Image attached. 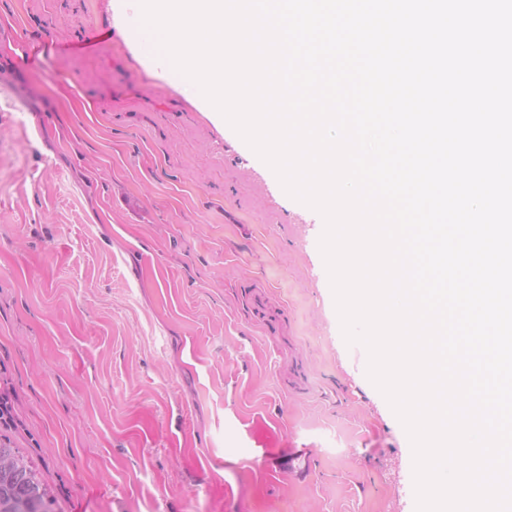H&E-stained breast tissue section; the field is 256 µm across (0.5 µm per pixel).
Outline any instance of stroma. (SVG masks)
I'll use <instances>...</instances> for the list:
<instances>
[{
  "instance_id": "stroma-1",
  "label": "stroma",
  "mask_w": 512,
  "mask_h": 512,
  "mask_svg": "<svg viewBox=\"0 0 512 512\" xmlns=\"http://www.w3.org/2000/svg\"><path fill=\"white\" fill-rule=\"evenodd\" d=\"M121 0H0V361L54 512H416L340 336L324 220L151 62ZM95 40H88V33ZM279 427L302 477L238 436ZM278 435L275 431L263 424H257L240 433V440L246 445L251 463L259 471H283L299 469L300 464L306 459L312 458V450L305 448L298 455L288 459V463L274 456L272 448L277 442Z\"/></svg>"
}]
</instances>
